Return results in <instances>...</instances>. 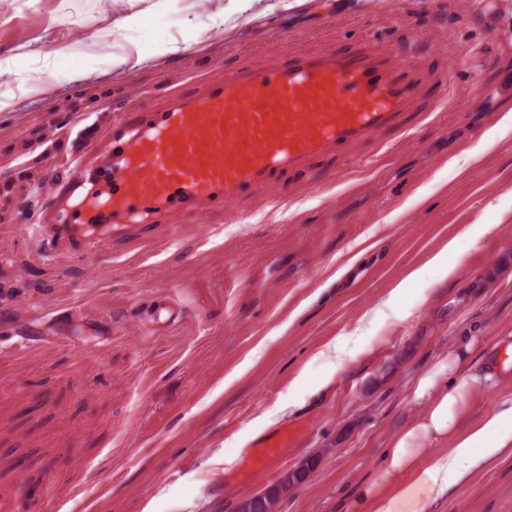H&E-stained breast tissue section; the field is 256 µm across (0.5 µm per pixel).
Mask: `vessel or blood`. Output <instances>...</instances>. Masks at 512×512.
I'll list each match as a JSON object with an SVG mask.
<instances>
[{"mask_svg": "<svg viewBox=\"0 0 512 512\" xmlns=\"http://www.w3.org/2000/svg\"><path fill=\"white\" fill-rule=\"evenodd\" d=\"M423 74L402 57L362 39L290 53L276 65L228 70L196 97L111 132L113 167L95 191L67 204L36 234L47 255L108 245L113 225L183 211L216 198L232 202L272 185L284 168L377 137L415 111ZM89 160L73 162L59 189L69 199L89 180ZM294 436L284 426L252 443L250 473L268 468Z\"/></svg>", "mask_w": 512, "mask_h": 512, "instance_id": "b4317fda", "label": "vessel or blood"}]
</instances>
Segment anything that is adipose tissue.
Here are the masks:
<instances>
[{
    "instance_id": "ef3b65f1",
    "label": "adipose tissue",
    "mask_w": 512,
    "mask_h": 512,
    "mask_svg": "<svg viewBox=\"0 0 512 512\" xmlns=\"http://www.w3.org/2000/svg\"><path fill=\"white\" fill-rule=\"evenodd\" d=\"M492 378L477 369L441 384L422 380L417 393L427 399L425 415L394 435L381 457L380 475L354 487L352 512H426L474 470L501 454L512 455V396L503 397L479 425H464L469 396ZM440 438L451 446L436 457L430 443Z\"/></svg>"
}]
</instances>
